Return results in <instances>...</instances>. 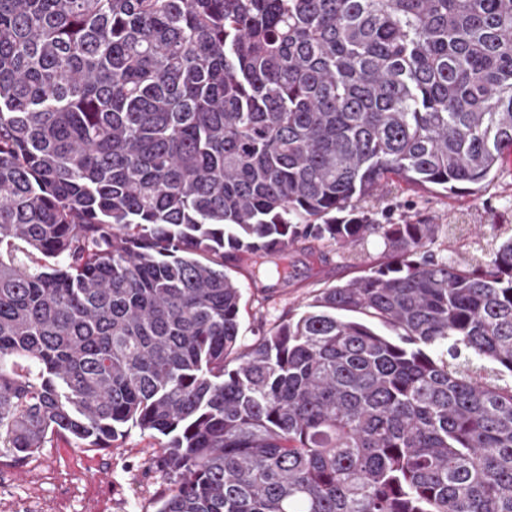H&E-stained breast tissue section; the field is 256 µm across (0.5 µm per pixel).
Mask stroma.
<instances>
[{"mask_svg":"<svg viewBox=\"0 0 512 512\" xmlns=\"http://www.w3.org/2000/svg\"><path fill=\"white\" fill-rule=\"evenodd\" d=\"M378 222L425 220L437 225V257L471 256L474 226L512 224V154H505L494 179L482 188L450 195L394 185L369 203ZM386 259L381 239L362 247L299 240L288 250V280H251V258L230 262L228 271L243 288L240 334L252 343L284 319L298 316L319 290L348 282ZM160 439L127 425L108 448H78L53 438L26 461H0V512H156L170 487L156 460Z\"/></svg>","mask_w":512,"mask_h":512,"instance_id":"obj_1","label":"stroma"}]
</instances>
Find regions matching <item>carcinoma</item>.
I'll use <instances>...</instances> for the list:
<instances>
[{
  "mask_svg": "<svg viewBox=\"0 0 512 512\" xmlns=\"http://www.w3.org/2000/svg\"><path fill=\"white\" fill-rule=\"evenodd\" d=\"M512 150V0H0V458L166 438L157 512H512V234L380 224ZM390 261L251 346L226 271Z\"/></svg>",
  "mask_w": 512,
  "mask_h": 512,
  "instance_id": "obj_1",
  "label": "carcinoma"
}]
</instances>
